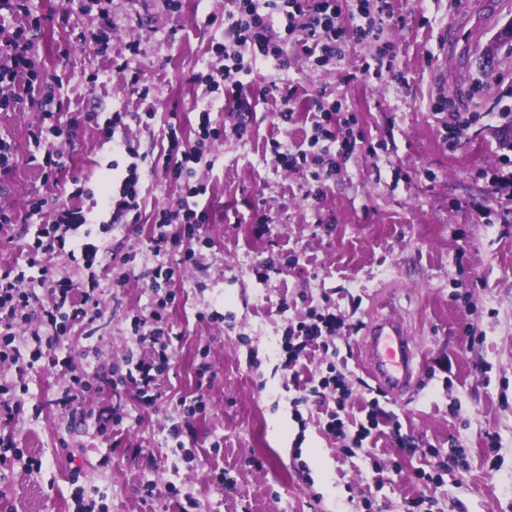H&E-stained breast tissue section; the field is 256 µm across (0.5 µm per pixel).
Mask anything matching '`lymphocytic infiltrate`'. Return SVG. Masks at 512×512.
I'll return each instance as SVG.
<instances>
[{"mask_svg":"<svg viewBox=\"0 0 512 512\" xmlns=\"http://www.w3.org/2000/svg\"><path fill=\"white\" fill-rule=\"evenodd\" d=\"M0 10L28 18L25 26L11 32L0 30V111H9L22 102H29L41 114V122L31 135L35 143L46 149L37 167L45 182H57L65 163L61 153L53 150L55 139L61 137L65 127L81 123L101 122L104 138L111 140L116 152L132 154L131 141L121 115L99 121L97 114L86 112L61 124L62 108L60 85L52 77L37 71L33 59L34 31L40 30V18L32 17L29 0H0ZM360 19L353 28L340 23L343 12ZM284 13L288 19L285 33L276 32L270 24L273 13ZM390 0H235V9L228 15L233 32L232 45H216L206 70L194 74L196 83L211 89L227 87L241 89L238 78L244 61H258L284 57V45L294 40L298 48L320 67L342 58L347 41L358 43L379 40L384 25L392 18ZM307 111L313 112V142L324 141L347 147L354 140L357 118L344 111L342 102L328 101L324 95L311 97ZM180 122H168L169 149L162 161L152 162L147 169L130 163L118 194L104 195L102 203L114 218L137 212L139 185L142 180L160 177L183 185V194L172 204L159 208L150 226V242L154 255L161 261L149 275L150 288L159 284H172L182 265L194 264L197 246L204 244V229L211 221L208 210L198 209L196 199L207 191L206 185L196 180V167L201 162L200 143L223 138H243L244 123L214 126L208 110H200L196 141L181 144L178 132ZM55 206L53 223L40 227L26 248L30 255L26 267L11 268L0 273V363L14 365L16 375L0 379V425H10L20 414L28 392L20 376L40 361L61 368L68 376V384L57 400L61 411H70L85 395V375L74 366L71 357L56 354L54 346L78 323L91 322L100 315L98 284L95 280L76 282L67 276H58L52 266L54 257L64 253L67 235L74 226L84 224L79 211L71 209L58 197L37 196L29 203V215H36L46 206ZM177 255V263H169V255ZM38 268V288H30L27 268ZM175 293H167L149 307L137 310L132 317L137 345L144 349L133 367L125 374L102 369L96 374L100 391L118 396L134 392L143 406L155 400L160 376L168 370L172 359V331L166 323V310L173 304ZM350 326L326 308H312L295 321L288 322L280 350L285 356L283 367L295 371L306 350L315 348L327 355L328 373L312 394L320 390L345 389L346 375L343 363L332 347L336 337L345 335Z\"/></svg>","mask_w":512,"mask_h":512,"instance_id":"1","label":"lymphocytic infiltrate"}]
</instances>
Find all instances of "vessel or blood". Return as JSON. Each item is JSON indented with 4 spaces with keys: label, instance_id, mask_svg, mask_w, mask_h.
Listing matches in <instances>:
<instances>
[{
    "label": "vessel or blood",
    "instance_id": "vessel-or-blood-1",
    "mask_svg": "<svg viewBox=\"0 0 512 512\" xmlns=\"http://www.w3.org/2000/svg\"><path fill=\"white\" fill-rule=\"evenodd\" d=\"M367 365L384 390L400 394L414 379L415 352L404 322L393 316L374 320L367 329Z\"/></svg>",
    "mask_w": 512,
    "mask_h": 512
}]
</instances>
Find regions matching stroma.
I'll use <instances>...</instances> for the list:
<instances>
[{"mask_svg": "<svg viewBox=\"0 0 512 512\" xmlns=\"http://www.w3.org/2000/svg\"><path fill=\"white\" fill-rule=\"evenodd\" d=\"M106 0L112 18L108 45L89 41L96 13L80 0H31L33 15L53 13L35 40L40 69L61 85L62 117L153 111L148 124L130 122L141 167L168 149L170 111L181 116L182 136L194 139L197 104L220 125L229 114L248 125L244 138L207 147L197 179L207 186L199 207L211 209L206 245L197 264L181 268L167 310L177 352L161 377L151 407L132 396L121 401L122 421L99 432L86 413L111 404L88 389L68 414L53 404L66 385L59 373H25V404L13 430L17 447L42 458L41 472L0 478V512H75L74 495L104 502L108 512H512V124L497 113L512 105V0H394L384 42L406 82L378 84L361 73L376 63L373 44H349L336 63L311 66L295 47L287 65L261 61L241 74L243 92L207 91L194 83L216 44L232 40V0ZM482 24L497 59L481 69V46L467 31ZM138 41L137 51L128 44ZM97 80H90V73ZM299 94L345 98L363 134L340 161L341 170L312 181L308 171L280 166L272 142L307 149L313 117L297 109L282 120L272 83ZM148 88L138 98L134 86ZM452 100L486 120L464 129L456 147L443 140ZM39 112L27 104L0 112V137L16 148L14 171L0 179V206L26 212L47 193L30 155H42L30 132ZM65 168L59 179L78 186L75 204L89 220L108 225L104 238L126 254L128 281L112 285V266L58 257L54 266L74 279L95 277L101 315L75 326L63 349L94 381L99 366L125 368L141 351L130 315L155 294L146 271L157 266L149 242L155 208L175 200L178 183L145 180L139 221L113 222L102 210L104 192L118 190L130 156L117 155L95 125L59 138ZM269 223L254 233L253 205ZM54 212L44 209L12 227L13 243L0 246V270L24 264V241ZM277 269L258 270L269 259ZM330 306L350 324L337 338L352 396L343 420L365 421L361 410L379 385L367 369L365 333L380 314L404 320L416 353L417 381L380 401L385 414L373 438L353 452L339 449L324 430L326 407L309 397L293 407L289 373L274 348L290 319L308 307ZM220 321L208 320L211 312ZM209 362L213 377L199 386L196 366ZM203 396V413L183 433L185 449L172 450L179 400ZM414 445L399 448L393 427ZM140 447L142 455L132 456ZM462 459L446 468L448 457ZM176 486L178 497H147L144 485Z\"/></svg>", "mask_w": 512, "mask_h": 512, "instance_id": "1", "label": "stroma"}]
</instances>
